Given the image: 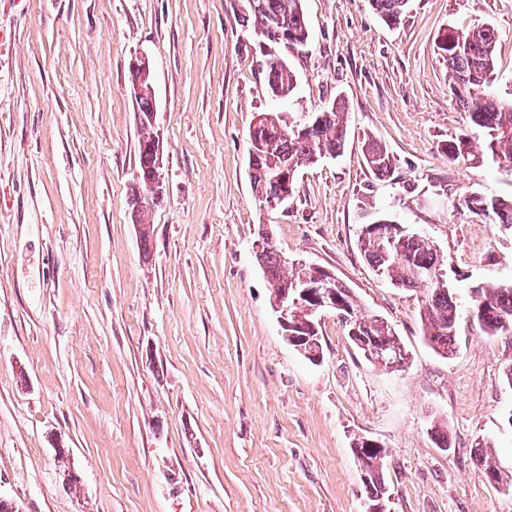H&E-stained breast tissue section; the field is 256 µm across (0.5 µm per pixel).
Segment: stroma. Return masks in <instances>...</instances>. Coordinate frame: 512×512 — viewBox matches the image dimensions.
Returning <instances> with one entry per match:
<instances>
[{
    "mask_svg": "<svg viewBox=\"0 0 512 512\" xmlns=\"http://www.w3.org/2000/svg\"><path fill=\"white\" fill-rule=\"evenodd\" d=\"M244 4L0 0V499L15 512H368L362 435L387 452L386 512H512L475 459L489 440L512 473V336L484 335L471 311L474 286L512 283V229L452 210L473 191L512 194V165L442 152L470 127L435 44L492 23V89L512 99V0H410L394 26L370 0H304L310 45L288 55L286 102L265 90ZM141 53L164 177L147 256L129 209ZM337 98L343 154L302 167L287 208L259 203L256 115ZM369 137L395 157L391 177L367 168ZM374 212L443 256L452 355L424 340V289L392 286L361 255ZM261 224L391 323L409 366L368 363L331 312L320 362L290 346L255 259Z\"/></svg>",
    "mask_w": 512,
    "mask_h": 512,
    "instance_id": "35a3bbf8",
    "label": "stroma"
}]
</instances>
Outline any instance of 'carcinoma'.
<instances>
[{
	"mask_svg": "<svg viewBox=\"0 0 512 512\" xmlns=\"http://www.w3.org/2000/svg\"><path fill=\"white\" fill-rule=\"evenodd\" d=\"M376 14L388 25L398 24L407 10L409 0H370ZM246 12L254 20L253 31L271 50L261 64L268 94L277 100L293 95L297 78L281 50L301 51L309 42V27L303 9V0H246ZM499 39L491 24L478 25L469 30L448 26L437 37L436 47L452 74L450 90L468 124L482 135V155L496 161L512 164V100H502L491 90L495 74V49ZM346 104L335 99L319 112H262L260 119L249 130L248 168L251 189L255 197L279 192L293 196L300 168L314 155L336 158L343 153L348 138ZM141 136L138 144V186L147 189L156 177L152 120H139ZM471 139L462 135L442 146V152L451 160L467 159L471 155ZM365 162L378 178L391 176L395 169L394 157L380 143L369 141ZM158 197L140 199L131 195L132 223L141 225L139 238L144 256L151 254L152 233L145 222L147 208L156 204ZM457 211L467 210L482 215L492 224L512 229V196L488 195L472 192L455 205ZM386 219L373 215L361 225L359 245L365 258L378 272L394 285L403 288L422 287L421 321L424 338L437 354L446 357L455 349L457 298L448 283L443 281V258L422 236L405 230L387 241L375 235L370 226ZM259 266L272 286V299L279 291L304 279L315 283L317 275L306 266H295L282 259L273 244L255 253ZM336 292L357 318V329L351 341L362 348L378 343L388 351H402L404 346L392 327L383 319L362 312L361 303L351 288L338 281ZM310 301L295 307L291 317V332L303 338L304 353L322 352L319 329L309 324L307 311ZM472 310L474 318L488 336L512 335V285L495 288L476 287ZM354 456L367 470L364 481L370 502L382 504L387 499L383 478V460L386 451L368 443V438L354 439ZM485 444L478 442L476 460L484 475H497L496 482L512 484V475L487 463L483 457Z\"/></svg>",
	"mask_w": 512,
	"mask_h": 512,
	"instance_id": "carcinoma-1",
	"label": "carcinoma"
}]
</instances>
